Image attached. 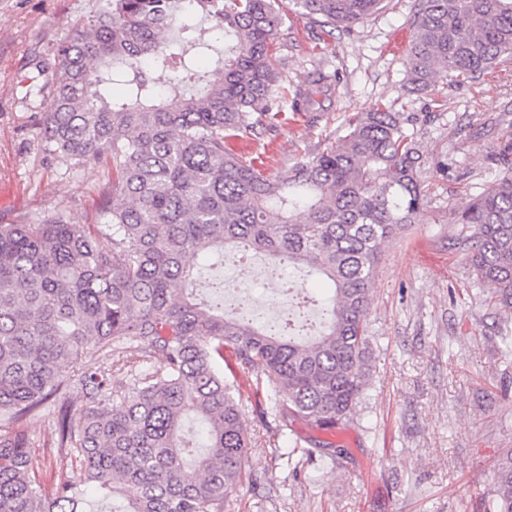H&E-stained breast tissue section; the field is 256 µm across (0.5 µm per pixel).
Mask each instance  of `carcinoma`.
<instances>
[{
  "label": "carcinoma",
  "mask_w": 512,
  "mask_h": 512,
  "mask_svg": "<svg viewBox=\"0 0 512 512\" xmlns=\"http://www.w3.org/2000/svg\"><path fill=\"white\" fill-rule=\"evenodd\" d=\"M332 29L386 0H292ZM210 23L198 27L201 19ZM277 0H112L59 49L45 140L81 164L106 161L112 187L96 228L59 215L0 224V512H87L64 473L46 494L23 420L52 400L57 448L79 459L82 483L114 499L109 512H223L251 449L224 379L231 361L254 393L285 397L282 428L336 431L366 389L368 310L382 243L420 223L427 189L407 125L378 106L278 177L226 143L277 127L280 79L271 46ZM179 30V39L160 34ZM224 38L216 76L193 53ZM512 56V0H417L406 57L410 83L479 80ZM335 89L319 70L291 109L319 120L314 96ZM500 176L456 217L477 280L512 312V134L493 158ZM228 246L305 266L332 285L302 296L288 327L224 308V281L201 271ZM211 289L214 300L196 298ZM159 359L142 372L141 363ZM79 387L88 407L75 412ZM493 512H512V453L498 465Z\"/></svg>",
  "instance_id": "obj_1"
}]
</instances>
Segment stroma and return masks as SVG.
I'll return each instance as SVG.
<instances>
[{"label": "stroma", "instance_id": "1", "mask_svg": "<svg viewBox=\"0 0 512 512\" xmlns=\"http://www.w3.org/2000/svg\"><path fill=\"white\" fill-rule=\"evenodd\" d=\"M415 0L387 7L351 29L325 35L279 0L286 36L271 47L283 116L275 132L229 141L237 154L262 158L267 175L285 172L348 117L383 104L416 118L414 133L429 187L420 223L387 240L375 275L368 320L373 334L365 401L349 426L330 435L293 422L276 430L275 396L255 399L254 374L235 370L242 424L254 446L242 487L224 512H490L494 468L512 449V315L489 301L459 241L458 212L498 177L492 157L512 133V58L476 83L412 90L406 72ZM106 0H0V224H36L65 214L94 221L112 174L102 163L77 164L41 134L53 93L58 49L74 26ZM339 77L309 125L288 100L308 73ZM54 414L24 422L43 462L36 478L51 491L59 467L77 462L54 447ZM319 444L313 461L292 469L297 438Z\"/></svg>", "mask_w": 512, "mask_h": 512}]
</instances>
